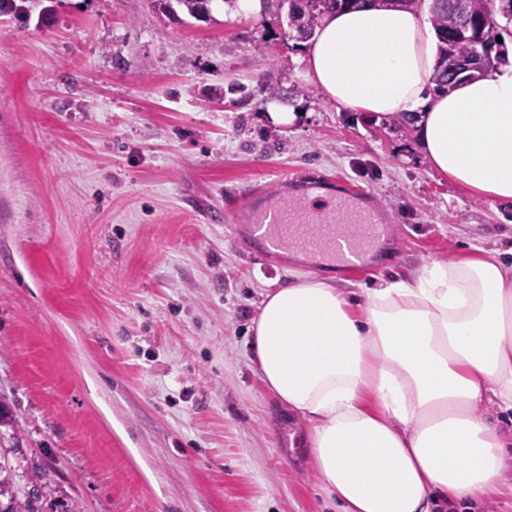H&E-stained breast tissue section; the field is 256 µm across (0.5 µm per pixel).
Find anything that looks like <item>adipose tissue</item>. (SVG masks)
Segmentation results:
<instances>
[{"mask_svg": "<svg viewBox=\"0 0 512 512\" xmlns=\"http://www.w3.org/2000/svg\"><path fill=\"white\" fill-rule=\"evenodd\" d=\"M437 39L418 12L325 19L306 75L336 105L415 112L429 165L480 198L512 203V67L427 94ZM250 346L265 387L308 428L338 512H431L500 492L512 435V265L465 255L364 300L305 278L267 293Z\"/></svg>", "mask_w": 512, "mask_h": 512, "instance_id": "ef3b65f1", "label": "adipose tissue"}]
</instances>
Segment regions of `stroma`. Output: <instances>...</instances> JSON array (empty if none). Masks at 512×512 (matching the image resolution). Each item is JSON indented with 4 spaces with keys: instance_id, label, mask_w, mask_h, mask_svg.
I'll return each mask as SVG.
<instances>
[{
    "instance_id": "stroma-1",
    "label": "stroma",
    "mask_w": 512,
    "mask_h": 512,
    "mask_svg": "<svg viewBox=\"0 0 512 512\" xmlns=\"http://www.w3.org/2000/svg\"><path fill=\"white\" fill-rule=\"evenodd\" d=\"M300 56L258 15L0 6V403L23 428L0 453L25 490L42 463L47 512H336L306 424L249 346L265 294L309 259L244 252L219 216L226 190L299 168L367 189L405 232L373 269L327 274L354 298L512 247V206L435 172L415 129L294 93ZM232 83L250 97L227 104ZM272 107L296 121L272 124Z\"/></svg>"
}]
</instances>
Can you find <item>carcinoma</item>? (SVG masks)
Returning <instances> with one entry per match:
<instances>
[{
  "instance_id": "carcinoma-1",
  "label": "carcinoma",
  "mask_w": 512,
  "mask_h": 512,
  "mask_svg": "<svg viewBox=\"0 0 512 512\" xmlns=\"http://www.w3.org/2000/svg\"><path fill=\"white\" fill-rule=\"evenodd\" d=\"M237 0H153L155 9L166 15H185L214 20L213 12L232 14ZM425 0H262L261 17L286 18L285 40L308 41L323 20L344 9L396 6L420 10ZM430 21L439 38V61L433 74L434 90L451 88L461 75L457 62L470 61L467 78L484 75L507 65L509 50L497 42L502 32L512 28V0H431ZM40 495L18 496L14 489L13 468L0 456V512H43Z\"/></svg>"
}]
</instances>
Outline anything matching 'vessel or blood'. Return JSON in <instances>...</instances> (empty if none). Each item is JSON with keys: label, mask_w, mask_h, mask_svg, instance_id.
Instances as JSON below:
<instances>
[{"label": "vessel or blood", "mask_w": 512, "mask_h": 512, "mask_svg": "<svg viewBox=\"0 0 512 512\" xmlns=\"http://www.w3.org/2000/svg\"><path fill=\"white\" fill-rule=\"evenodd\" d=\"M279 180L294 192L289 201L268 200L250 184L224 195V221L232 237L263 257L296 248L316 266L346 274L366 266L369 255L394 230L368 207L366 189L337 194L333 177L302 170L281 173Z\"/></svg>", "instance_id": "obj_1"}]
</instances>
